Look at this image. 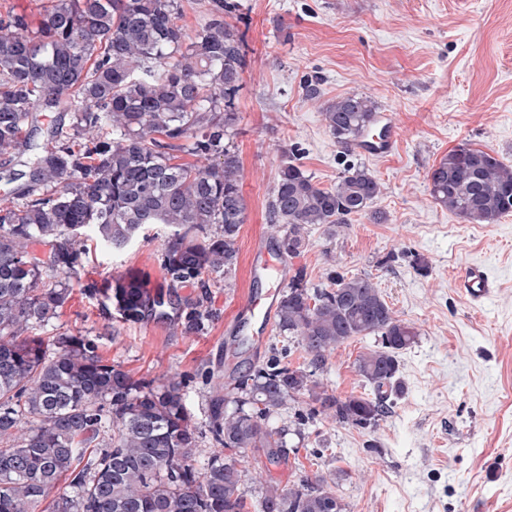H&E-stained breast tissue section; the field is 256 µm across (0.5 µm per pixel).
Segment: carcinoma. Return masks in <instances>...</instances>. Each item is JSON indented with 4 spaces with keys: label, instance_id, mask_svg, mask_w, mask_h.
<instances>
[{
    "label": "carcinoma",
    "instance_id": "obj_1",
    "mask_svg": "<svg viewBox=\"0 0 512 512\" xmlns=\"http://www.w3.org/2000/svg\"><path fill=\"white\" fill-rule=\"evenodd\" d=\"M234 10L213 0L192 36L176 22L178 0H51L35 29L20 16L0 18V156L30 143L31 113H71L35 160L37 187L0 197V512H345L333 478L319 472L288 487L271 479L249 501L240 463L257 451L271 466L286 458L289 430L273 418L301 397L360 429L387 413L388 390L401 387L398 354L417 332L369 277L338 274L321 287L295 272L277 325L302 343L309 364L273 360L224 386L209 404L217 451L203 463L178 375L136 379L80 332L33 334L68 300L63 277L79 264L86 229L120 250L148 224L173 227L162 262L176 283L235 268L247 205L233 141L246 39L225 20ZM377 109L349 94L323 115L347 145ZM181 153L201 164L178 162ZM426 180L434 203L469 224L512 212V164L466 143ZM379 193L364 167L320 187L299 166H282L270 202L280 251L301 253L310 227L343 224ZM36 242L54 250L38 257ZM107 299L126 323L162 306L134 275L117 278ZM186 306L174 330L202 332L210 313L197 301ZM359 336L377 339L354 362L368 391L342 398L316 373ZM62 478L74 494L49 498Z\"/></svg>",
    "mask_w": 512,
    "mask_h": 512
}]
</instances>
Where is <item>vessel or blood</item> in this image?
<instances>
[{"instance_id":"obj_1","label":"vessel or blood","mask_w":512,"mask_h":512,"mask_svg":"<svg viewBox=\"0 0 512 512\" xmlns=\"http://www.w3.org/2000/svg\"><path fill=\"white\" fill-rule=\"evenodd\" d=\"M399 140L397 124L390 113H377L372 128L356 142L358 152L374 157H385L393 153ZM276 234L268 233L257 237L251 243L250 258L252 270L268 283L265 291L251 292L242 299L233 319L224 324L225 334H232L241 320L253 321L255 329L251 337L253 349L265 346L275 325L278 303L282 290L292 273L287 262L275 248ZM458 286L463 295L475 304H483L494 292V283L479 264L467 266L458 277Z\"/></svg>"}]
</instances>
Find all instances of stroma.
Segmentation results:
<instances>
[{"label": "stroma", "mask_w": 512, "mask_h": 512, "mask_svg": "<svg viewBox=\"0 0 512 512\" xmlns=\"http://www.w3.org/2000/svg\"><path fill=\"white\" fill-rule=\"evenodd\" d=\"M235 2L231 21L248 44L234 126L248 206L236 268L174 284L162 266L173 233L164 224L119 252L89 241L68 301L39 335L91 336L103 359L137 379L179 374L188 406L206 422L212 386L229 376L224 323L237 301L266 286L252 273L250 243L272 229L280 168L298 165L327 187L347 167H364L381 188L368 213L311 229L291 262L315 284L338 273L372 279L417 332L399 358L403 389L371 430L315 412L305 398L289 403L274 422L293 428L308 414L303 432L280 465L245 458L246 494L258 498L271 479L288 485L324 472L347 512H512V214L467 223L434 203L426 181L432 165L465 143L512 163V0ZM311 77L320 80V99L305 95ZM353 93L394 114L393 155L344 148L326 128L322 103ZM474 263L495 283L481 306L456 288ZM129 272L164 297L167 319L119 321L106 290ZM189 299L203 300L212 318L204 332L185 336L169 321L184 317ZM373 344L344 343L319 379L335 395L361 393L354 361Z\"/></svg>", "instance_id": "obj_1"}]
</instances>
